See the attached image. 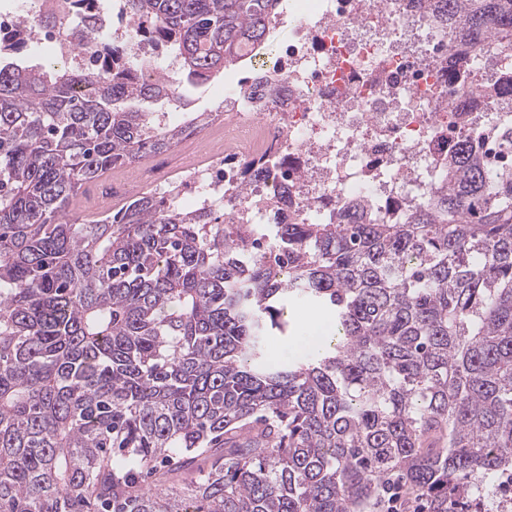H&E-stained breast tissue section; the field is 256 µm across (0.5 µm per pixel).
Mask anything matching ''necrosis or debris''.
<instances>
[{
  "instance_id": "1",
  "label": "necrosis or debris",
  "mask_w": 512,
  "mask_h": 512,
  "mask_svg": "<svg viewBox=\"0 0 512 512\" xmlns=\"http://www.w3.org/2000/svg\"><path fill=\"white\" fill-rule=\"evenodd\" d=\"M293 36L276 62L241 90L224 94L229 120L217 136L224 150L198 160L188 151L176 174L143 168L140 182L174 199L223 205L244 225L249 243L265 240L273 218L293 209L308 219L361 202L384 211L418 206L440 163L462 135H474L480 157L497 165L500 126H512V86L495 97L462 92V68L490 74L492 58L448 32L415 0H293ZM125 0H15L0 11V40L49 43L54 57L80 70L98 60L102 42L134 43ZM267 161L259 181L247 164ZM288 190L291 207L279 203Z\"/></svg>"
}]
</instances>
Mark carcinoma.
I'll use <instances>...</instances> for the list:
<instances>
[{"label": "carcinoma", "instance_id": "cac0c4a2", "mask_svg": "<svg viewBox=\"0 0 512 512\" xmlns=\"http://www.w3.org/2000/svg\"><path fill=\"white\" fill-rule=\"evenodd\" d=\"M280 0H126L137 39L192 80L261 46ZM512 77V0H434ZM125 58L0 66V512H490L512 470V167L464 136L424 201L278 224L243 256L236 225L151 191L91 223L86 183L204 126ZM300 300L334 335L288 367L267 337ZM202 478L175 483L171 466Z\"/></svg>", "mask_w": 512, "mask_h": 512}]
</instances>
